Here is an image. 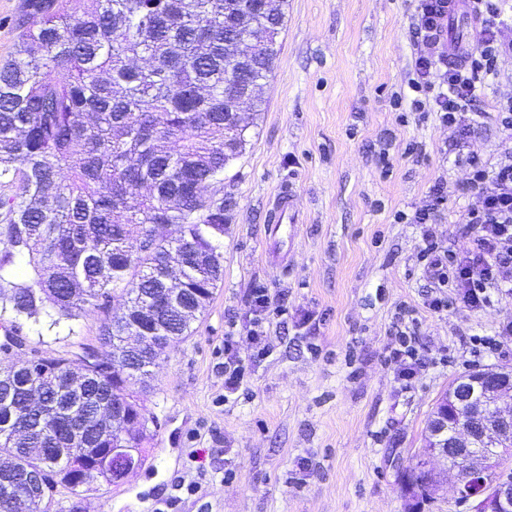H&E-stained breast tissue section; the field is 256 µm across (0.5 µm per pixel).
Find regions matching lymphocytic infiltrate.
I'll return each instance as SVG.
<instances>
[{"label": "lymphocytic infiltrate", "instance_id": "f902f5d3", "mask_svg": "<svg viewBox=\"0 0 512 512\" xmlns=\"http://www.w3.org/2000/svg\"><path fill=\"white\" fill-rule=\"evenodd\" d=\"M499 2L471 0L480 21L478 40L474 48L454 58L444 51L441 39L448 0H419L413 30L415 76L410 84L418 98L413 105L434 112L443 125L455 128L462 138L473 130L468 114L477 100L478 83L495 73L503 51ZM468 164L467 186L478 198L465 219L470 247L459 256L430 240L423 255L438 287L455 288L464 305L478 309L489 303L490 289H512V163L490 168L472 155ZM395 340L397 345L388 358L399 363V378L411 381L426 365L419 352V339L408 327L396 331Z\"/></svg>", "mask_w": 512, "mask_h": 512}]
</instances>
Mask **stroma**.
Instances as JSON below:
<instances>
[{
	"mask_svg": "<svg viewBox=\"0 0 512 512\" xmlns=\"http://www.w3.org/2000/svg\"><path fill=\"white\" fill-rule=\"evenodd\" d=\"M29 0H0V60L10 58ZM417 0H286L281 50L243 154L224 171V280L167 350L149 387L134 385L152 434L143 466L124 484L82 487L83 512H470L451 484L415 501L396 469L421 453L431 413L450 384L477 369L512 367V295L475 310L435 288L426 238L467 246L463 219L477 203L467 154L512 161V52L479 91L478 126L464 147L453 129L411 112ZM442 182L448 206L431 224L398 222ZM293 194V236L270 241L269 210ZM286 307L254 342L252 289ZM451 299L448 310L432 298ZM50 327L25 320V347L0 365L100 347L106 314ZM414 324L427 359L412 382L387 360L395 323ZM246 365L224 393V335ZM196 486L188 494V486Z\"/></svg>",
	"mask_w": 512,
	"mask_h": 512,
	"instance_id": "stroma-1",
	"label": "stroma"
}]
</instances>
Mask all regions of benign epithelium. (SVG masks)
<instances>
[{"label":"benign epithelium","mask_w":512,"mask_h":512,"mask_svg":"<svg viewBox=\"0 0 512 512\" xmlns=\"http://www.w3.org/2000/svg\"><path fill=\"white\" fill-rule=\"evenodd\" d=\"M483 393L481 416L474 417L468 426L448 432V404L463 405L472 400L473 389ZM512 398V372L484 370L457 381L448 392L447 402L437 407L430 425L429 448L423 467H437L452 461L465 467V481L485 475L512 453V409L506 411L501 403ZM74 481L78 486L88 484L89 477L100 472H112L122 482L137 471L135 449L116 442L97 457L77 453L70 458ZM17 505V512H50L52 495L48 488L30 496L15 498L5 495ZM472 512H512V479L483 483L480 493L471 497Z\"/></svg>","instance_id":"obj_1"}]
</instances>
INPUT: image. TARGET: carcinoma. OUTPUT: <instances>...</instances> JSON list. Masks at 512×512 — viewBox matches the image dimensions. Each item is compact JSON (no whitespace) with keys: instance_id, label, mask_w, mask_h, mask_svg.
<instances>
[{"instance_id":"1","label":"carcinoma","mask_w":512,"mask_h":512,"mask_svg":"<svg viewBox=\"0 0 512 512\" xmlns=\"http://www.w3.org/2000/svg\"><path fill=\"white\" fill-rule=\"evenodd\" d=\"M30 17L10 59L0 61V351L25 346L22 316L49 326L93 309L119 292L126 312L108 317L99 349L18 359L0 367V498L6 488L72 484L67 457L31 449L17 416L47 435L79 428L80 448L146 441L133 383L144 384L167 349L191 325L224 279V212L216 195L224 169L245 149L280 45L284 12L256 0H30ZM245 15L257 51L239 59L234 18ZM137 57L150 61L137 67ZM252 91L237 132L224 144V114L236 111L240 86ZM69 176H62V172ZM166 224L158 236L152 225ZM184 252L178 266L171 255ZM52 308L43 312V299ZM148 344L130 346L131 327ZM81 363L75 377L72 366ZM123 407L112 410V404ZM111 412L100 430L88 418ZM417 502L433 499L437 476L403 474Z\"/></svg>"}]
</instances>
